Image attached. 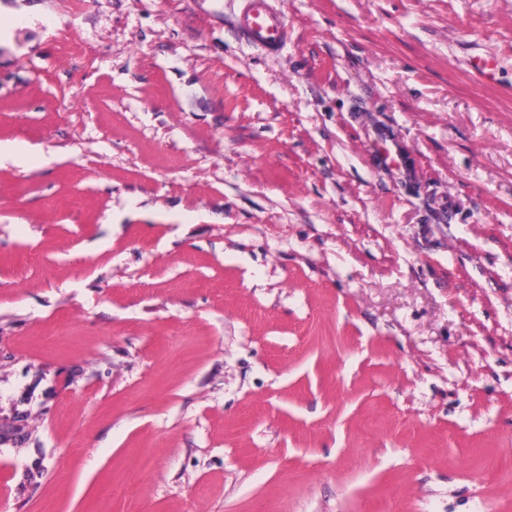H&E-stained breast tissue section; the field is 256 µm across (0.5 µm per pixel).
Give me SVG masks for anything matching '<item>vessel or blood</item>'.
I'll return each instance as SVG.
<instances>
[{"mask_svg": "<svg viewBox=\"0 0 512 512\" xmlns=\"http://www.w3.org/2000/svg\"><path fill=\"white\" fill-rule=\"evenodd\" d=\"M277 0H241L236 18L239 31L255 47L276 52L287 41L288 23L276 6Z\"/></svg>", "mask_w": 512, "mask_h": 512, "instance_id": "vessel-or-blood-1", "label": "vessel or blood"}]
</instances>
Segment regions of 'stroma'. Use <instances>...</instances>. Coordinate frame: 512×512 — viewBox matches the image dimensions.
<instances>
[{
	"label": "stroma",
	"mask_w": 512,
	"mask_h": 512,
	"mask_svg": "<svg viewBox=\"0 0 512 512\" xmlns=\"http://www.w3.org/2000/svg\"><path fill=\"white\" fill-rule=\"evenodd\" d=\"M278 6L0 0V512H512V0ZM242 8L236 18L239 31L255 47L276 52L288 40V23L276 7L277 0H239Z\"/></svg>",
	"instance_id": "35a3bbf8"
}]
</instances>
